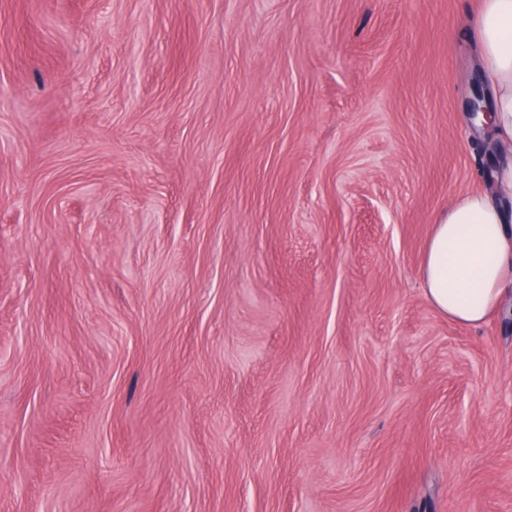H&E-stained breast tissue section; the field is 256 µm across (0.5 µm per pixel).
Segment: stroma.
<instances>
[{"label": "stroma", "instance_id": "35a3bbf8", "mask_svg": "<svg viewBox=\"0 0 512 512\" xmlns=\"http://www.w3.org/2000/svg\"><path fill=\"white\" fill-rule=\"evenodd\" d=\"M480 7L0 0V512H512V312L419 278Z\"/></svg>", "mask_w": 512, "mask_h": 512}]
</instances>
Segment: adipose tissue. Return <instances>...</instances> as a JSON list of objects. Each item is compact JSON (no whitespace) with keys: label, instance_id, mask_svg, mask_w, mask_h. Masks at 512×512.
Here are the masks:
<instances>
[{"label":"adipose tissue","instance_id":"ef3b65f1","mask_svg":"<svg viewBox=\"0 0 512 512\" xmlns=\"http://www.w3.org/2000/svg\"><path fill=\"white\" fill-rule=\"evenodd\" d=\"M476 30L495 91L492 128L512 141V0H482ZM420 279L432 306L454 321L477 325L500 311L512 282V213L480 193L456 196L432 226Z\"/></svg>","mask_w":512,"mask_h":512}]
</instances>
